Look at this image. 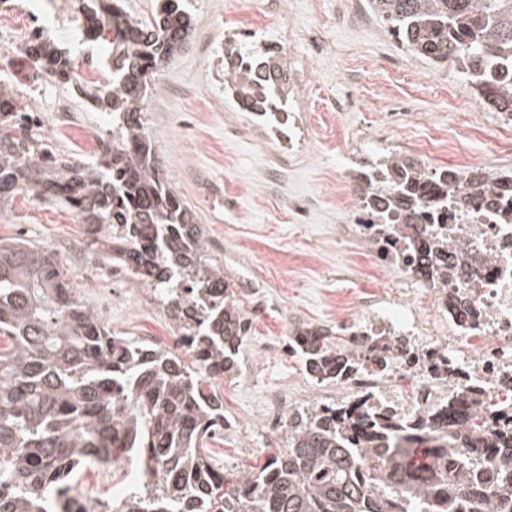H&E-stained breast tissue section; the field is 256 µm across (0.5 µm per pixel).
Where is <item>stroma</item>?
I'll list each match as a JSON object with an SVG mask.
<instances>
[{
  "instance_id": "1",
  "label": "stroma",
  "mask_w": 512,
  "mask_h": 512,
  "mask_svg": "<svg viewBox=\"0 0 512 512\" xmlns=\"http://www.w3.org/2000/svg\"><path fill=\"white\" fill-rule=\"evenodd\" d=\"M195 26L187 51L159 74L147 98L149 133L170 185L196 211L213 255L238 281L252 312V333L239 373L219 389L231 430L210 443L225 474L262 465L275 443L258 422L267 394L302 386L299 358L268 350L299 325L332 326L337 307L364 293L415 288L402 273L379 274L357 245L337 240L332 181L353 155L376 158L387 147L433 141L470 119L448 98L445 67L412 60L378 18L353 22L359 0H188ZM291 33L282 49L296 79L290 111L306 120L281 134L239 111L224 88L227 41L266 43ZM22 33L0 35V80L14 84L18 104L36 113L38 136L65 154L90 158L112 123L76 82L23 78ZM23 236L58 254L78 294L113 331L166 346L173 328L150 290L91 258L86 228L73 211L18 190L0 209V238ZM135 470L125 458L82 475L77 497L107 501L123 494Z\"/></svg>"
}]
</instances>
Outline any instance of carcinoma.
Listing matches in <instances>:
<instances>
[{
    "label": "carcinoma",
    "instance_id": "1",
    "mask_svg": "<svg viewBox=\"0 0 512 512\" xmlns=\"http://www.w3.org/2000/svg\"><path fill=\"white\" fill-rule=\"evenodd\" d=\"M86 40L112 34L111 88L82 90L112 114V137L87 161L60 153L30 130L13 87L0 84V205L25 189L69 206L89 247L153 292L193 363L114 332L72 285L53 252L0 239V512H76L72 484L122 454L148 472L115 512H512V445L479 423L467 443L397 418L371 421L334 406L298 410L286 445L227 480L205 453L224 426L213 385L238 375L252 329L238 284L209 248L195 210L164 177L145 120L158 70L184 52L194 17L183 0H158L148 20L122 0H78ZM408 53L466 75L488 106L512 113V0H367ZM24 55L36 77L70 82L74 58L36 32ZM224 84L242 111L288 126L286 56L270 46L224 48ZM389 209L404 224L448 192L424 164L380 160ZM474 198L512 207V170L494 185L471 181ZM298 356L311 378L353 368L329 328L308 326Z\"/></svg>",
    "mask_w": 512,
    "mask_h": 512
}]
</instances>
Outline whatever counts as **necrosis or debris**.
<instances>
[{
  "instance_id": "1",
  "label": "necrosis or debris",
  "mask_w": 512,
  "mask_h": 512,
  "mask_svg": "<svg viewBox=\"0 0 512 512\" xmlns=\"http://www.w3.org/2000/svg\"><path fill=\"white\" fill-rule=\"evenodd\" d=\"M453 184L442 207L422 219L424 234L386 221L368 191L375 163L358 162L336 177V201L349 217L345 236L358 240L375 265L413 274L424 290L381 301L365 298L336 314V329L359 365L335 384L336 401L356 413L461 431L463 420L488 403L485 421L512 424V210L461 206L471 173L495 178L447 145ZM446 240L447 267L424 268L421 249Z\"/></svg>"
}]
</instances>
